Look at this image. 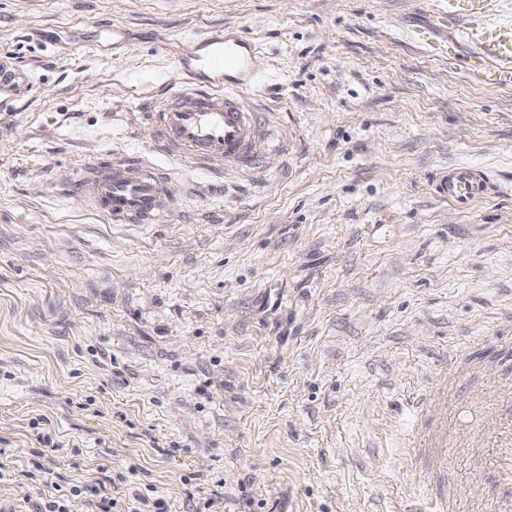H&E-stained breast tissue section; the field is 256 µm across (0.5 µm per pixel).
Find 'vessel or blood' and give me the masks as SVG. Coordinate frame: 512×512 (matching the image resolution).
<instances>
[{
	"instance_id": "1",
	"label": "vessel or blood",
	"mask_w": 512,
	"mask_h": 512,
	"mask_svg": "<svg viewBox=\"0 0 512 512\" xmlns=\"http://www.w3.org/2000/svg\"><path fill=\"white\" fill-rule=\"evenodd\" d=\"M484 0H448L463 9L455 28L461 40L474 46L469 71L491 85L512 84V7L506 17L486 14ZM252 47L222 32L204 37L180 69L189 90L153 102L147 109L154 131L152 148L206 166L212 160L245 166L265 140V130L239 88L252 77ZM235 80H227L226 71ZM73 187L86 205L116 224H164L170 216L172 186L146 159L126 158L78 169ZM437 195L465 208L490 196L493 181L483 170L453 166L438 176ZM494 475V512H512V415L500 423L480 451Z\"/></svg>"
}]
</instances>
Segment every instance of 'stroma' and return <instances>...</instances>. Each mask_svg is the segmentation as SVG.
Returning a JSON list of instances; mask_svg holds the SVG:
<instances>
[{"mask_svg":"<svg viewBox=\"0 0 512 512\" xmlns=\"http://www.w3.org/2000/svg\"><path fill=\"white\" fill-rule=\"evenodd\" d=\"M442 0H0V501L46 471L123 512H402L494 495L432 398L493 421L512 366V84L430 50ZM256 45L257 167L162 160L165 224H115L75 169L148 152L149 100L196 40ZM499 190L438 198L453 165ZM463 376L448 380V357ZM45 418L55 447L38 441Z\"/></svg>","mask_w":512,"mask_h":512,"instance_id":"obj_1","label":"stroma"}]
</instances>
